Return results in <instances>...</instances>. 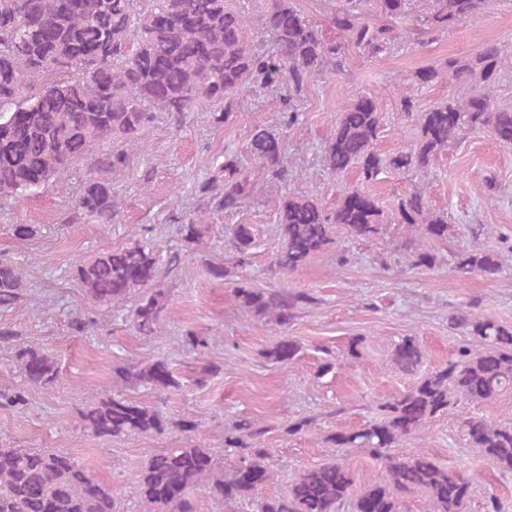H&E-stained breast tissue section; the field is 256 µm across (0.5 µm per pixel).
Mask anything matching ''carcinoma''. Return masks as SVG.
<instances>
[{
    "label": "carcinoma",
    "mask_w": 512,
    "mask_h": 512,
    "mask_svg": "<svg viewBox=\"0 0 512 512\" xmlns=\"http://www.w3.org/2000/svg\"><path fill=\"white\" fill-rule=\"evenodd\" d=\"M490 0H341L333 16L340 33L328 38L303 16L293 0H265L252 17L234 0H0V200L18 199L47 187L79 161L90 173L75 197L67 223L85 218L103 223L120 219L123 203L112 176L125 169L124 145L153 119L166 112L177 123L201 104L210 106V122L222 127L234 117L246 92L283 94V126L296 120L297 102L309 83L346 71V47L370 58L391 48L399 36L422 43L446 33L489 6ZM387 20L377 24L369 16ZM270 33L271 44L259 49L254 30ZM504 49L487 45L471 57L444 67L415 72V85L448 82L459 94L415 112L411 96L402 111L416 114L411 148L392 156L374 150L381 128L377 99L359 93L340 112L326 149L328 169L339 175L361 170L370 182L385 169L425 168L460 136L462 129L489 127L512 145V110L495 107ZM39 90H34L36 84ZM259 162L248 167L244 156L224 154V162L198 185L206 208H197L180 225L182 240L200 245L210 216L233 211L253 194L259 178L288 181L284 144L279 133L256 128L246 146ZM402 223L413 233L448 239V215L426 208L422 192L398 199ZM384 215L363 188L346 191L330 213L313 198L288 193L279 218L281 247L273 267L293 272L332 240L335 224L358 239L379 233ZM255 244L253 227L238 224L232 245L245 261ZM178 254L161 259L156 247L136 242L74 264V277L95 303L110 306L138 296L132 321L145 334L156 331L165 302L161 266L173 271ZM463 275L495 277L501 271L494 250L467 249L457 254ZM21 264L0 258V308L24 298ZM239 304L257 316L291 320L312 298L305 293L234 287ZM449 325L467 341L452 358L404 394L380 404L383 417L366 427L330 437L338 448H365L380 461L381 476L364 488L355 512H401L402 493L426 494L431 512H463L471 482L453 477L426 457L400 459L390 449L407 436L420 434L429 419L464 399L482 403L512 388V327L461 311ZM22 333L0 325V346L14 350V362L27 385L51 389L60 379L58 361ZM296 342H278L267 352L276 362L293 359ZM423 352L406 337L393 350L392 363L412 373ZM136 385L164 391L180 387L167 361L153 359L119 371ZM25 389L0 392V405L27 404ZM81 427L110 441L129 434H161L168 422L150 406L119 395L91 402L81 413ZM470 448L512 471V426L470 417L461 427ZM263 430L239 422L224 437V447L246 451L229 474L215 473L211 448H173L151 457L137 476L145 512H195L191 493L203 490L229 504L248 501L271 480L265 448L257 447ZM352 487L349 471L324 463L296 476L284 496L265 497L259 512H341ZM0 512H119L112 487L94 477L69 453L56 448H21L0 441Z\"/></svg>",
    "instance_id": "1"
}]
</instances>
